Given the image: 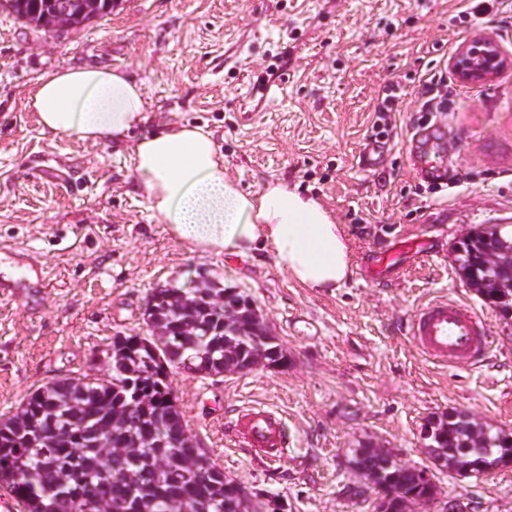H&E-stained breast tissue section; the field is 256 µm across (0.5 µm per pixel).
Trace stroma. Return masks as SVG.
<instances>
[{
	"mask_svg": "<svg viewBox=\"0 0 512 512\" xmlns=\"http://www.w3.org/2000/svg\"><path fill=\"white\" fill-rule=\"evenodd\" d=\"M463 0H118L76 29L43 30L0 10V249L42 264L41 293L0 298V415L62 377L104 374L113 337L146 332L152 291L199 274L251 299L287 351L279 368L207 377L176 372L187 429L227 477L285 512H375L358 494L354 448L369 441L402 465L429 470L435 500L418 512H512V464L480 476L435 469L422 430L449 411L512 431V316L502 317L459 275L454 244L478 225H512V69L481 85L458 82L449 62L469 37L512 55V0L501 20L472 28ZM97 64L143 86L150 124L207 125L224 170L248 191L279 180L317 197L341 224L353 274L331 292L306 288L271 255L227 259L188 251L137 188L127 147L42 130L27 105L39 77ZM277 95L259 103L266 69ZM446 111L439 153L448 183L413 169L412 131L425 122L418 91L434 74ZM400 84L403 104L383 165L361 149L378 92ZM46 159L38 171L33 163ZM404 238L429 256L401 257L400 276L371 282L370 251ZM447 296L484 315L493 345L479 368L440 367L405 336L408 317ZM280 417L291 445L269 463L235 446L233 407Z\"/></svg>",
	"mask_w": 512,
	"mask_h": 512,
	"instance_id": "35a3bbf8",
	"label": "stroma"
}]
</instances>
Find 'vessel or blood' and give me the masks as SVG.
Segmentation results:
<instances>
[{
  "mask_svg": "<svg viewBox=\"0 0 512 512\" xmlns=\"http://www.w3.org/2000/svg\"><path fill=\"white\" fill-rule=\"evenodd\" d=\"M414 163L424 179L440 180L441 164L435 153L414 154ZM22 279L1 278L0 295L9 297L16 289L46 286L42 265L21 257ZM397 265L386 252H373L367 257L363 273L375 279L396 272ZM405 331L418 350L435 364L469 366L482 363L489 348V328L485 318L466 303L438 297L418 308L407 320ZM225 425L237 443L259 459L278 462L288 456L290 440L281 421L274 413L260 407L233 409L225 414Z\"/></svg>",
  "mask_w": 512,
  "mask_h": 512,
  "instance_id": "1",
  "label": "vessel or blood"
}]
</instances>
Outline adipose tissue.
Returning <instances> with one entry per match:
<instances>
[{"label": "adipose tissue", "instance_id": "obj_1", "mask_svg": "<svg viewBox=\"0 0 512 512\" xmlns=\"http://www.w3.org/2000/svg\"><path fill=\"white\" fill-rule=\"evenodd\" d=\"M43 130L91 142L129 143L148 206L189 250L244 258L271 255L307 288L333 290L351 273L348 239L316 198L280 181L257 193L226 175L211 132L189 122L147 133L140 82L118 67L82 65L40 77L28 96Z\"/></svg>", "mask_w": 512, "mask_h": 512}]
</instances>
